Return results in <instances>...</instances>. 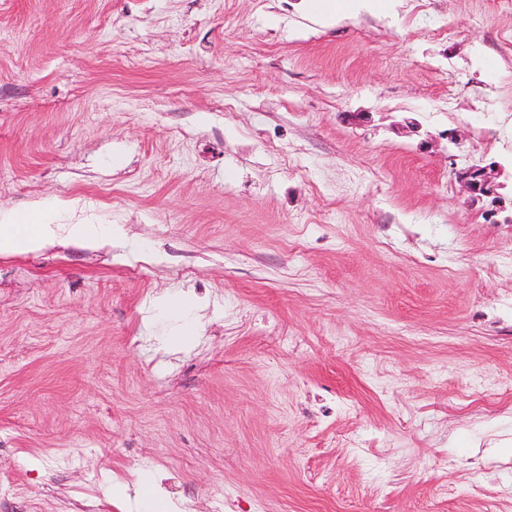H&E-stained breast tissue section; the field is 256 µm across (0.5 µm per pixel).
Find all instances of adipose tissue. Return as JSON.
I'll list each match as a JSON object with an SVG mask.
<instances>
[{
	"label": "adipose tissue",
	"instance_id": "adipose-tissue-1",
	"mask_svg": "<svg viewBox=\"0 0 512 512\" xmlns=\"http://www.w3.org/2000/svg\"><path fill=\"white\" fill-rule=\"evenodd\" d=\"M118 228L109 224H54L50 208L35 204L29 214L0 208V255L36 252L67 242L89 249L111 247Z\"/></svg>",
	"mask_w": 512,
	"mask_h": 512
}]
</instances>
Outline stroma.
I'll return each mask as SVG.
<instances>
[{
	"label": "stroma",
	"mask_w": 512,
	"mask_h": 512,
	"mask_svg": "<svg viewBox=\"0 0 512 512\" xmlns=\"http://www.w3.org/2000/svg\"><path fill=\"white\" fill-rule=\"evenodd\" d=\"M299 5L0 0V512H512V0ZM306 9L316 13L323 22H332L344 15L363 10L365 12L387 11L391 2L396 0H333L331 7H326L325 0H302ZM502 174L503 166L494 161L486 165H471L457 172V179L473 200L491 198V203L496 208L492 212L496 213L497 207H502L499 205L504 199L502 191L507 188L506 183L499 181ZM51 209L38 203L23 217L19 210L0 208V255L36 252L63 241L83 248L112 250L119 228L112 224H51ZM195 306L190 294L179 291L167 296L163 301V307L173 319L179 320L192 307Z\"/></svg>",
	"instance_id": "1"
}]
</instances>
